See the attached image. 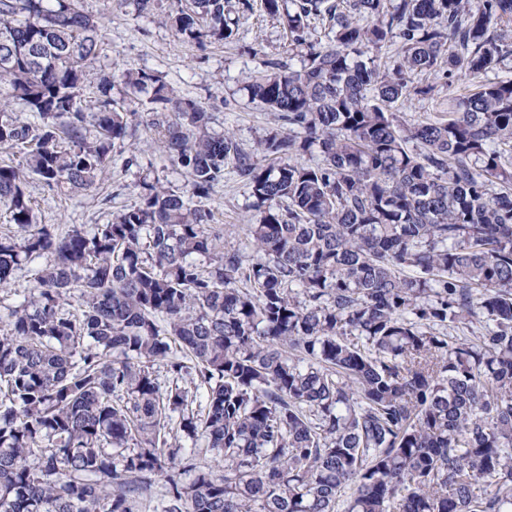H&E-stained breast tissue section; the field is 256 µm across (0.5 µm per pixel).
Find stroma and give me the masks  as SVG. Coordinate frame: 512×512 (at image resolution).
<instances>
[{
  "instance_id": "stroma-1",
  "label": "stroma",
  "mask_w": 512,
  "mask_h": 512,
  "mask_svg": "<svg viewBox=\"0 0 512 512\" xmlns=\"http://www.w3.org/2000/svg\"><path fill=\"white\" fill-rule=\"evenodd\" d=\"M84 8L102 22L105 51L99 67L118 74L140 69L158 74L180 95L210 109L214 129L233 132L246 148H255L259 140L276 132L270 113L249 104L247 85L264 61L274 59L296 67L301 53L291 46L279 23L261 10L241 13L237 42H214L202 51L179 39L157 18L109 8L106 0H84ZM155 119V113L141 112L132 135L114 149L107 182L111 201L92 193L60 197L38 182H29L27 193L38 223L58 225L63 232L107 223L124 206L134 204L135 186L146 177L160 179L173 190H185V176L172 168L168 154L153 139L150 125ZM204 205L214 214L215 231L228 242L245 240L247 225L258 218L247 189L229 174Z\"/></svg>"
}]
</instances>
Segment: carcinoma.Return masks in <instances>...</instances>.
<instances>
[{
  "instance_id": "cac0c4a2",
  "label": "carcinoma",
  "mask_w": 512,
  "mask_h": 512,
  "mask_svg": "<svg viewBox=\"0 0 512 512\" xmlns=\"http://www.w3.org/2000/svg\"><path fill=\"white\" fill-rule=\"evenodd\" d=\"M83 2L0 0V293L34 281L0 313V512H135L154 477L153 512H512V0H261L304 54L248 85L281 128L254 150L149 71L85 96ZM231 12L176 0L164 24L231 42ZM426 74L448 111L409 124ZM144 106L188 189L37 223L29 180L98 191ZM227 168L250 259L193 203Z\"/></svg>"
}]
</instances>
